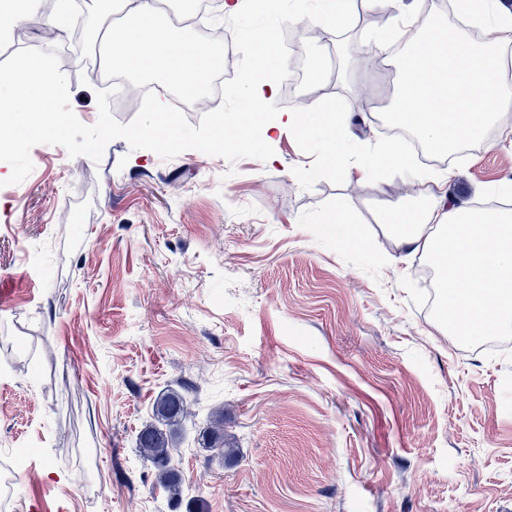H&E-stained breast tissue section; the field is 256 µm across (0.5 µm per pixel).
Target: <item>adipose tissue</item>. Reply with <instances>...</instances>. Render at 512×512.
<instances>
[{
	"instance_id": "ef3b65f1",
	"label": "adipose tissue",
	"mask_w": 512,
	"mask_h": 512,
	"mask_svg": "<svg viewBox=\"0 0 512 512\" xmlns=\"http://www.w3.org/2000/svg\"><path fill=\"white\" fill-rule=\"evenodd\" d=\"M99 30L113 60L139 74L186 90H200L223 60L210 47L186 60L183 36L162 23L153 0H105ZM390 13V25L361 41L362 52L394 63L400 84L388 108L392 124L414 132L426 145L453 152L483 144L499 118L512 107V13L495 12L492 0H458L464 27L435 17L426 0H373ZM254 65L244 89L249 102L276 93L273 63L279 58L272 33L255 40ZM227 130L250 128L263 142L290 130L315 137L327 165L339 162L348 133L344 112L333 103L267 115L242 112L224 120ZM412 160L396 141L368 148L357 168L359 180L383 171L409 169ZM447 172L427 176L440 194L433 206L383 207L379 221L393 232L407 254L427 256L444 285L438 313L451 336H493L512 324V209L458 205L443 189Z\"/></svg>"
}]
</instances>
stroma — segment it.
<instances>
[{"instance_id":"1","label":"stroma","mask_w":512,"mask_h":512,"mask_svg":"<svg viewBox=\"0 0 512 512\" xmlns=\"http://www.w3.org/2000/svg\"><path fill=\"white\" fill-rule=\"evenodd\" d=\"M297 55L337 58L309 90L353 122L346 163L276 135L274 162L188 150L163 160L111 142L100 162L59 146L0 187V476L19 448L7 512H512V334L457 343L428 305L423 255L392 266L377 222L413 199L416 164L355 182L382 141L399 73L361 54L354 23L334 41L291 25ZM69 103L98 119L96 81L68 76ZM312 171L297 176L300 165ZM459 204L499 201L512 142L450 160ZM344 209L362 245L323 217ZM181 390L183 502L171 508L137 434L157 396ZM224 413L230 458L203 431Z\"/></svg>"}]
</instances>
